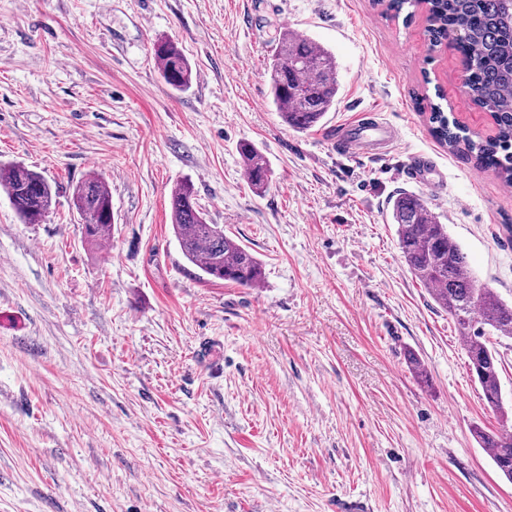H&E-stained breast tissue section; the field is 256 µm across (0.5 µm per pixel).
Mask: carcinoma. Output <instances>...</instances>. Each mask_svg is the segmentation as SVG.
<instances>
[{
    "label": "carcinoma",
    "mask_w": 512,
    "mask_h": 512,
    "mask_svg": "<svg viewBox=\"0 0 512 512\" xmlns=\"http://www.w3.org/2000/svg\"><path fill=\"white\" fill-rule=\"evenodd\" d=\"M427 4L430 44L446 42L454 47L467 67L470 102L489 113L496 128L493 138H483L449 121L441 106L428 100L424 109L432 133L448 150L466 151L479 167L495 171L511 185L512 0H427ZM154 58L170 87L181 91L191 85V64L175 42L156 43ZM269 86L282 121L297 132L308 131L336 105V58L309 37L286 32L278 38L271 58ZM239 154L251 185L259 190L266 187L271 170L266 156L248 143L239 146ZM0 191L26 224L39 222L53 202L49 183L20 164L0 163ZM110 203L109 185L98 174L75 187L74 207L89 223L84 234L87 243L100 245L112 230ZM388 210L409 272L453 319L483 398L502 418L499 430L476 427L473 434L506 479L512 476V425L502 401L501 362L489 338L512 337V303L476 279L466 253L419 195L398 194L389 201ZM170 218L183 256L207 279L243 288L263 284L261 261L218 225L207 222L190 182L172 188Z\"/></svg>",
    "instance_id": "obj_1"
}]
</instances>
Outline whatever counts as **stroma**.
Wrapping results in <instances>:
<instances>
[{"label": "stroma", "mask_w": 512, "mask_h": 512, "mask_svg": "<svg viewBox=\"0 0 512 512\" xmlns=\"http://www.w3.org/2000/svg\"><path fill=\"white\" fill-rule=\"evenodd\" d=\"M426 26L374 0H0V162L57 191L36 224L0 193V512H512L473 436L500 418L387 210L420 195L512 301V186L442 146L420 100L495 128ZM289 29L336 57V105L303 133L269 97ZM162 39L192 66L185 91L158 70ZM368 111L397 142L345 153L336 125ZM243 143L270 162L263 191ZM421 154L422 185L402 173ZM95 172L112 193L97 248L71 200ZM184 180L262 262L260 287L183 257Z\"/></svg>", "instance_id": "stroma-1"}]
</instances>
